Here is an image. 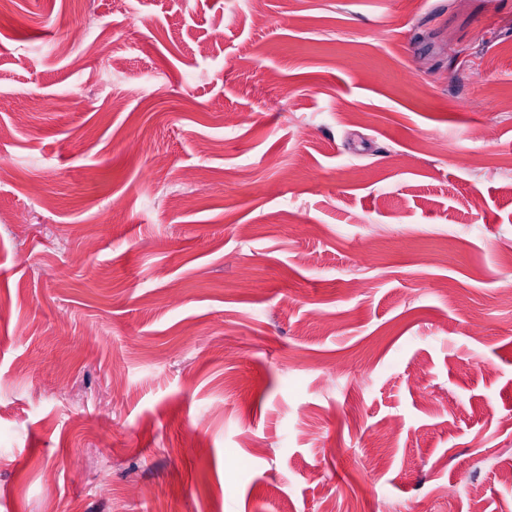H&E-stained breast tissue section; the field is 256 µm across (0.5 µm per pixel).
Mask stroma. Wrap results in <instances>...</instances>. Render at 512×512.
Returning <instances> with one entry per match:
<instances>
[{
  "label": "stroma",
  "mask_w": 512,
  "mask_h": 512,
  "mask_svg": "<svg viewBox=\"0 0 512 512\" xmlns=\"http://www.w3.org/2000/svg\"><path fill=\"white\" fill-rule=\"evenodd\" d=\"M507 288L512 0L0 10V512H512Z\"/></svg>",
  "instance_id": "stroma-1"
}]
</instances>
